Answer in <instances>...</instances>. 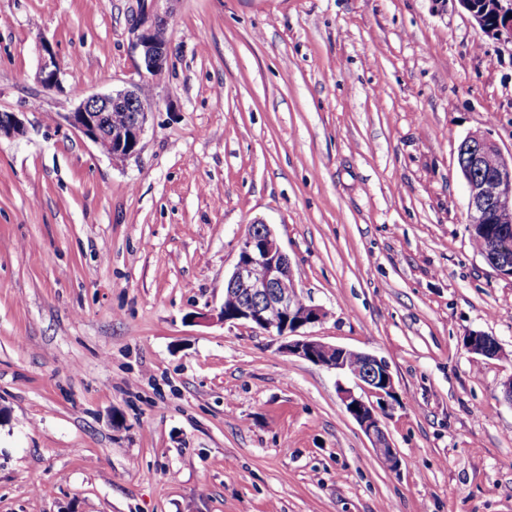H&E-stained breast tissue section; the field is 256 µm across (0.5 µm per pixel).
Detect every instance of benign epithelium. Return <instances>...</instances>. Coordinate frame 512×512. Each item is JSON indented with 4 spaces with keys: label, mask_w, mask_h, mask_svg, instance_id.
Listing matches in <instances>:
<instances>
[{
    "label": "benign epithelium",
    "mask_w": 512,
    "mask_h": 512,
    "mask_svg": "<svg viewBox=\"0 0 512 512\" xmlns=\"http://www.w3.org/2000/svg\"><path fill=\"white\" fill-rule=\"evenodd\" d=\"M160 0H139L137 15L131 27V50L137 56L141 76L162 71L169 64L170 42L166 36L167 13L158 7ZM474 23L487 35L512 40V0H459ZM40 64L37 81L46 91L61 88V68L51 43L39 45ZM139 84L111 94H93L82 98L63 120L73 131L95 145L108 139V155L114 160L128 161L140 154L142 137L149 116V105L137 101ZM131 109L132 120L108 127L102 113ZM24 123L17 112H0V136L18 135ZM468 151L461 163V173L468 191V223L483 224L490 213L512 210V154L502 153L491 135L476 132L462 141ZM263 270V275L256 274ZM301 293L296 288L288 255L267 224L256 225L239 244L238 258L224 286L222 318L226 323L244 321L280 336L298 328L321 322L323 308L298 304ZM276 309L280 318L266 316ZM285 353L333 370L351 378L352 387L341 389L347 413L370 440L376 455L391 469L401 464L380 417V410L394 397V378L388 362L375 355L331 345L312 336L295 339L284 346ZM468 350L476 355L495 358L498 343L481 333L473 335ZM377 401H372V398Z\"/></svg>",
    "instance_id": "benign-epithelium-1"
}]
</instances>
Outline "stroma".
<instances>
[{
	"label": "stroma",
	"mask_w": 512,
	"mask_h": 512,
	"mask_svg": "<svg viewBox=\"0 0 512 512\" xmlns=\"http://www.w3.org/2000/svg\"><path fill=\"white\" fill-rule=\"evenodd\" d=\"M137 3L0 0L25 121L0 136V512H512V280L457 164L475 131L512 152V44L458 0H162L171 61L122 162L63 116L137 79ZM253 224L326 312L299 335L389 363L398 469L351 379L223 322ZM40 64L37 81L44 90L52 91L61 88V68L55 51L49 41H42L39 45Z\"/></svg>",
	"instance_id": "stroma-1"
}]
</instances>
